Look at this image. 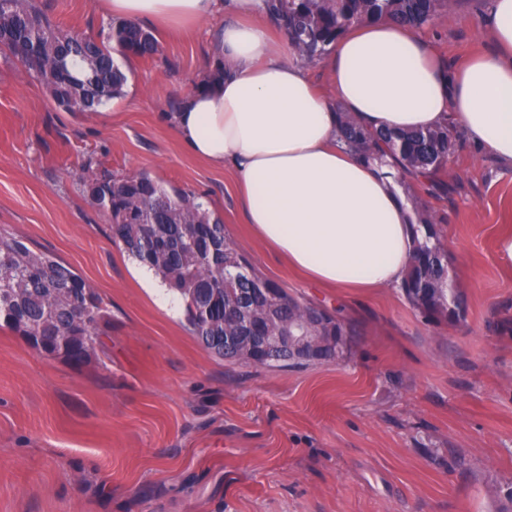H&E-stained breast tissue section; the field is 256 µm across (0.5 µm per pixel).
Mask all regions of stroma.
Instances as JSON below:
<instances>
[{
    "label": "stroma",
    "mask_w": 512,
    "mask_h": 512,
    "mask_svg": "<svg viewBox=\"0 0 512 512\" xmlns=\"http://www.w3.org/2000/svg\"><path fill=\"white\" fill-rule=\"evenodd\" d=\"M64 29L112 23L99 0H38ZM492 0L423 28L459 67L489 50ZM221 19L154 28L99 115L56 107L0 53V227L90 281L112 325L82 367L0 328V512H512V169L458 135L447 192L426 194L465 319L425 322L401 289L307 282L245 224L235 175L190 153L169 116L216 63ZM149 173L202 202L257 273L354 330L309 367L216 357L157 300L91 204L87 169Z\"/></svg>",
    "instance_id": "1"
}]
</instances>
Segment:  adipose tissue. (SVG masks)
Listing matches in <instances>:
<instances>
[{
	"instance_id": "adipose-tissue-1",
	"label": "adipose tissue",
	"mask_w": 512,
	"mask_h": 512,
	"mask_svg": "<svg viewBox=\"0 0 512 512\" xmlns=\"http://www.w3.org/2000/svg\"><path fill=\"white\" fill-rule=\"evenodd\" d=\"M112 15L181 28L215 17L223 80L185 95L174 131L195 157L231 165L246 223L310 282L392 288L413 248V206L392 178L339 140L340 114L367 130L455 122L512 168V0H492L491 49L462 70L439 62L428 37L381 20L352 25L325 58L321 93L287 35L272 37L269 0H105Z\"/></svg>"
}]
</instances>
